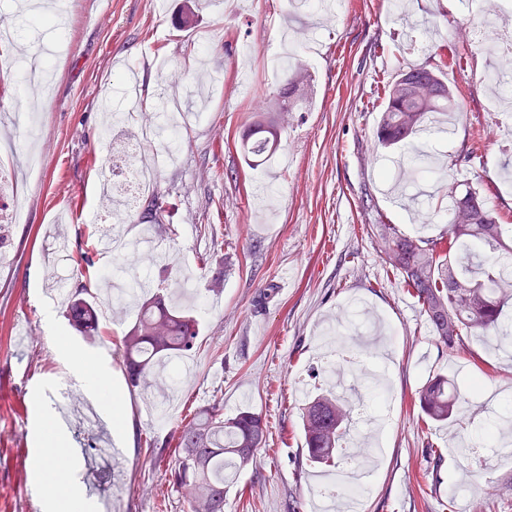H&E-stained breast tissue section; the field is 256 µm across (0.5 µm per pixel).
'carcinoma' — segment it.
<instances>
[{"label":"carcinoma","mask_w":512,"mask_h":512,"mask_svg":"<svg viewBox=\"0 0 512 512\" xmlns=\"http://www.w3.org/2000/svg\"><path fill=\"white\" fill-rule=\"evenodd\" d=\"M462 53L450 44L441 49L435 68L425 66L402 70L384 89L385 101L376 130L380 145L402 143L428 115L448 111L451 97L442 70L459 64ZM411 80L424 92L406 93L402 82ZM298 89L296 65L284 71V83L273 95L272 110L292 112L305 103L295 100ZM281 133L270 113L252 116L240 150L245 156L276 152ZM465 190H450L452 218L445 235L425 240L405 236L392 224H375L381 258L393 275L402 278L409 293L422 307L436 341L457 351L462 336L476 332L490 339L507 335L502 325L504 307L512 301V278L503 260L512 257V237L504 223L512 217L490 207V190L464 184ZM162 203L155 195L140 206L138 218H157ZM67 316L87 337L102 339L95 297L78 285L71 293ZM199 335L197 319L189 311L168 307L152 295L143 299L137 317L120 340L130 387L146 382L158 359H180L195 345ZM460 391L446 376L428 379L416 393L422 413L444 422L460 414ZM349 401L333 393L318 395L303 408L302 429L309 462L334 463L349 419ZM266 443V422L262 415L244 409L224 419L218 406L203 410L180 427L171 469L174 486L187 490L189 512H224L229 489L225 472L243 469L254 462L258 448Z\"/></svg>","instance_id":"1"}]
</instances>
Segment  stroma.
Here are the masks:
<instances>
[{
	"mask_svg": "<svg viewBox=\"0 0 512 512\" xmlns=\"http://www.w3.org/2000/svg\"><path fill=\"white\" fill-rule=\"evenodd\" d=\"M64 0V25H31L16 0H0V19L13 23L27 49L61 43L50 56V91L38 97L37 124L24 136L0 125V143L12 139L11 158L32 151L43 158L38 179L23 180L22 222L0 226L14 265L0 270V512H45L27 488L37 479L31 459L39 426L63 427L64 443L47 440L48 453L77 449L59 484L76 481L104 503V512H187V495L170 470L177 431L199 410L219 405L225 417L251 408L268 435L255 464L234 476L224 512H316L318 470L305 460L302 408L329 392L321 375L328 331L349 346L348 322L362 300L387 342L385 366L346 379L364 398L358 432L382 423L371 487L357 512H512V454L489 449V462L462 455L457 445L483 438L512 421V399L483 404L472 379L490 390L512 391V357L485 340L465 336L459 351L436 342L421 307L400 279L387 272L374 224H393L408 236L434 238L450 218L451 184L492 192L491 205L512 212V128L489 112L487 80L496 67L493 48L462 41L468 21L459 0H404L409 13L428 18L461 42L464 61L446 69L449 88L465 96L448 133L378 146L375 131L382 86L399 70L432 64L436 45L416 36L391 11V0H333V19L291 9L289 0ZM299 41L297 62L314 78L307 111L291 113L279 150L247 158L240 137L252 113L265 111L282 84L268 63L284 32ZM189 115L178 156L159 166L147 192L162 197L152 224L168 251L166 264L100 252L97 221L109 211L103 186L116 146L129 140L161 108ZM135 111L128 127H109L115 112ZM486 146L467 157L473 128ZM371 195L365 211L361 198ZM133 280L148 274L152 292L169 294L191 274L201 302L192 365L185 378L164 369L155 391L161 414L148 420L145 395L127 386L119 341L135 309L102 308L112 340L86 339L66 318L63 302L45 295L55 279L68 287L100 288L105 272ZM222 275L220 292L211 280ZM28 297L18 307V297ZM86 361L112 378L124 399L127 440L123 487L109 478L113 461L101 452L103 420L82 419L87 399L69 373ZM434 375L453 377L466 391L469 422L428 420L413 399ZM436 448L440 460L430 458ZM493 481L497 499L484 505L477 492Z\"/></svg>",
	"mask_w": 512,
	"mask_h": 512,
	"instance_id": "obj_1",
	"label": "stroma"
}]
</instances>
